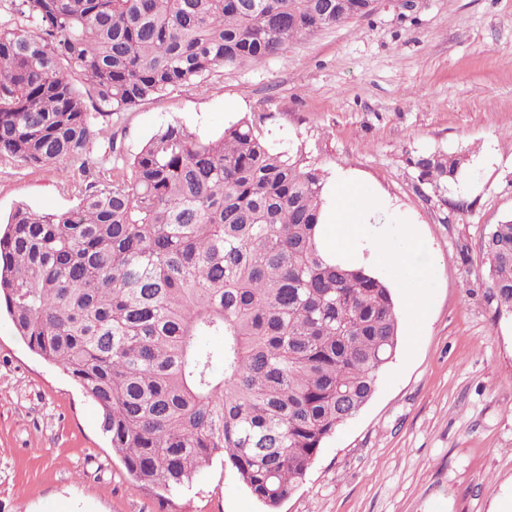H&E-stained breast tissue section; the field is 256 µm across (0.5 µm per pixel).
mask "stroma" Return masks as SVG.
<instances>
[{
	"label": "stroma",
	"instance_id": "1",
	"mask_svg": "<svg viewBox=\"0 0 512 512\" xmlns=\"http://www.w3.org/2000/svg\"><path fill=\"white\" fill-rule=\"evenodd\" d=\"M262 114L276 147L325 175L353 171L416 233L407 273L379 266L401 318L374 398L317 454L278 512H512V314L499 311L482 242L512 216V0H375L371 15L293 40L260 64L215 67L102 118L86 165L0 156V220L76 207L162 126L204 136ZM468 158L435 189L409 157ZM417 300L418 314L408 310ZM98 407L33 354L0 310V512H263L223 455L179 494L133 483Z\"/></svg>",
	"mask_w": 512,
	"mask_h": 512
}]
</instances>
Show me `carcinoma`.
Listing matches in <instances>:
<instances>
[{
    "instance_id": "1",
    "label": "carcinoma",
    "mask_w": 512,
    "mask_h": 512,
    "mask_svg": "<svg viewBox=\"0 0 512 512\" xmlns=\"http://www.w3.org/2000/svg\"><path fill=\"white\" fill-rule=\"evenodd\" d=\"M12 6L23 22L0 24V155L55 168L83 159L110 111L372 11L370 0ZM409 162L435 188L466 168L459 152ZM128 167L86 185L71 210L16 208L0 236V302L29 350L99 407L138 486L175 494L220 453L277 512L376 393L398 342L392 292L326 260L324 175L254 119L216 139L170 123ZM483 252L512 314V217L490 226Z\"/></svg>"
}]
</instances>
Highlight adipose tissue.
<instances>
[{
    "mask_svg": "<svg viewBox=\"0 0 512 512\" xmlns=\"http://www.w3.org/2000/svg\"><path fill=\"white\" fill-rule=\"evenodd\" d=\"M390 207L391 202L385 196L364 195L354 173L337 170L331 181L326 210L328 223L336 227L335 238L326 243L328 257L358 260L367 255L376 262L404 268L406 251L376 242L364 230L377 211Z\"/></svg>",
    "mask_w": 512,
    "mask_h": 512,
    "instance_id": "adipose-tissue-1",
    "label": "adipose tissue"
}]
</instances>
